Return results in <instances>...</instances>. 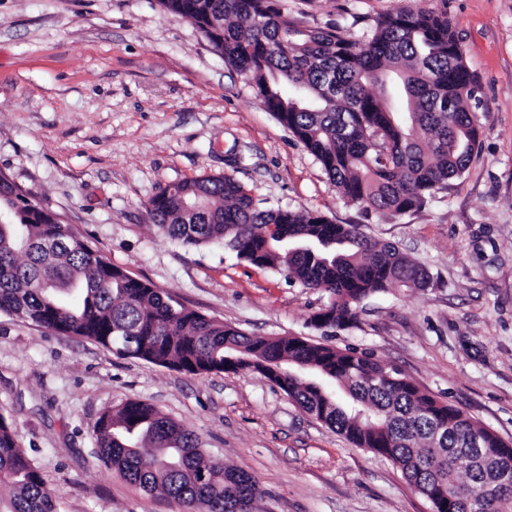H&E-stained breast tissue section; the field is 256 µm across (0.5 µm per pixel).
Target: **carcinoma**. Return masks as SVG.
Returning <instances> with one entry per match:
<instances>
[{"label":"carcinoma","instance_id":"1","mask_svg":"<svg viewBox=\"0 0 512 512\" xmlns=\"http://www.w3.org/2000/svg\"><path fill=\"white\" fill-rule=\"evenodd\" d=\"M245 75L268 111L317 160L345 202L401 215L462 178L481 127L478 90L444 9L380 15L356 35L300 30L276 0H161ZM0 312L95 341L119 357L194 375L259 373L357 448L396 465L433 512H512V445L422 391L371 353L248 335L179 306L56 223L50 209L0 181ZM147 213L173 242H222L236 257L328 295L310 318L345 330L389 288H426V267L357 224L261 208L233 176L171 184ZM105 468L183 512H258V479L201 448L153 405L129 400L94 427ZM0 512H60L45 479L0 416Z\"/></svg>","mask_w":512,"mask_h":512}]
</instances>
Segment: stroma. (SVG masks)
I'll return each mask as SVG.
<instances>
[{"label": "stroma", "mask_w": 512, "mask_h": 512, "mask_svg": "<svg viewBox=\"0 0 512 512\" xmlns=\"http://www.w3.org/2000/svg\"><path fill=\"white\" fill-rule=\"evenodd\" d=\"M299 28L362 33L414 0H277ZM482 134L462 179L389 215L338 196L253 87L160 0H0V172L131 277L254 335L373 353L512 442V0H447ZM244 160L230 167L229 149ZM230 174L268 207L359 224L432 277L366 299L356 326H310L326 295L218 244L171 243L147 216L166 186ZM128 400L251 472L263 512H431L389 460L355 447L254 372L194 375L0 313V414L60 512H181L108 472L93 427Z\"/></svg>", "instance_id": "35a3bbf8"}]
</instances>
